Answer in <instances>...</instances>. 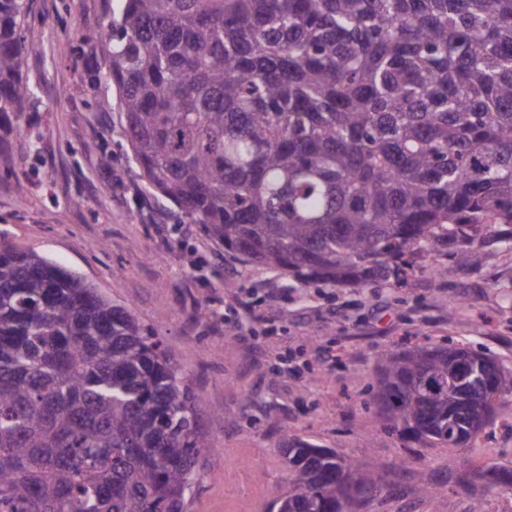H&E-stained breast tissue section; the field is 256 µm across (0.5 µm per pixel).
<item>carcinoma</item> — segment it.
I'll return each instance as SVG.
<instances>
[{"mask_svg":"<svg viewBox=\"0 0 512 512\" xmlns=\"http://www.w3.org/2000/svg\"><path fill=\"white\" fill-rule=\"evenodd\" d=\"M28 0H0V140L30 96ZM145 189L300 287L464 263L512 224V0H118L94 33ZM453 343L382 359L372 401L399 435L467 451L493 420L450 382ZM188 375L130 310L0 243V512H186L208 447ZM282 512H342L376 464L279 449ZM466 485L512 469L461 458Z\"/></svg>","mask_w":512,"mask_h":512,"instance_id":"obj_1","label":"carcinoma"}]
</instances>
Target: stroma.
I'll return each mask as SVG.
<instances>
[{
	"instance_id": "35a3bbf8",
	"label": "stroma",
	"mask_w": 512,
	"mask_h": 512,
	"mask_svg": "<svg viewBox=\"0 0 512 512\" xmlns=\"http://www.w3.org/2000/svg\"><path fill=\"white\" fill-rule=\"evenodd\" d=\"M112 0H29L24 59L30 88L0 144V240L78 272L133 311L190 377L209 442L187 512H270L287 473V439L362 457L397 472L369 512H506L512 491L462 492L448 475L458 453L386 428L370 393L378 359L446 339L493 358L512 378V241L489 239L482 261L445 247L411 256L404 279L361 288H300L208 241L197 224L149 195L122 134L114 88L68 86L98 73L92 39ZM253 291L254 312L233 306ZM233 420H223V412ZM484 454L512 468V396L500 404ZM431 495L413 493L417 473Z\"/></svg>"
}]
</instances>
